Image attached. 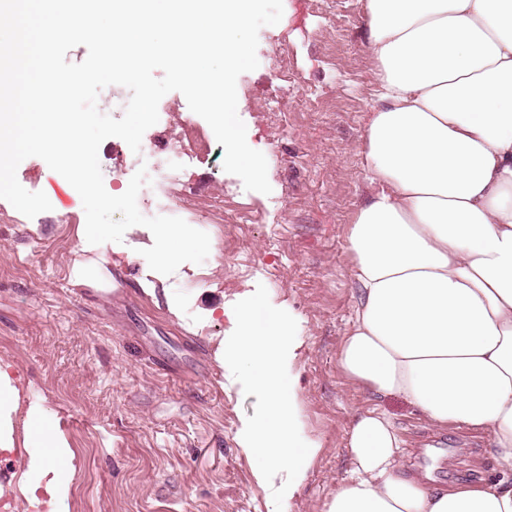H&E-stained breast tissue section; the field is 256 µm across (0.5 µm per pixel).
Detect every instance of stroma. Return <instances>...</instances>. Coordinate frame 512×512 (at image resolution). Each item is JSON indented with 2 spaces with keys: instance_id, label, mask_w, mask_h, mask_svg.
Listing matches in <instances>:
<instances>
[{
  "instance_id": "35a3bbf8",
  "label": "stroma",
  "mask_w": 512,
  "mask_h": 512,
  "mask_svg": "<svg viewBox=\"0 0 512 512\" xmlns=\"http://www.w3.org/2000/svg\"><path fill=\"white\" fill-rule=\"evenodd\" d=\"M257 57L258 68L237 79L238 115L267 160L272 191L245 190L224 171L218 143L187 165L176 203L210 237L203 263L152 271L140 250L153 234L138 225L99 246L112 256L111 288L76 286L79 194L33 219L0 199V359L76 454L68 512H322L352 467L347 433L373 403L402 431L404 474L430 475L437 487L492 474L483 437L434 430L404 400L374 399L337 364L357 296L347 231L367 196L358 148L375 100L365 0H283L281 21L259 31ZM166 99L170 112L139 152L117 137L102 142L110 194L126 191L155 141L179 133L187 101L177 91ZM226 213L246 221L224 225ZM144 280L155 297L141 292ZM260 284L297 322L300 347L287 370L300 435L316 450L279 509L272 489L284 475L258 481L241 444L256 398L216 366L209 342L232 334L234 304Z\"/></svg>"
}]
</instances>
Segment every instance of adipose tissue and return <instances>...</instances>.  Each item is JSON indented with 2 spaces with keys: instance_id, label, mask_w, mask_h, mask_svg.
<instances>
[{
  "instance_id": "obj_1",
  "label": "adipose tissue",
  "mask_w": 512,
  "mask_h": 512,
  "mask_svg": "<svg viewBox=\"0 0 512 512\" xmlns=\"http://www.w3.org/2000/svg\"><path fill=\"white\" fill-rule=\"evenodd\" d=\"M376 103L360 154L370 194L348 227L357 288L338 365L436 427L488 434L498 478L437 488L402 475L401 433L376 406L349 432L352 475L324 512H512V0H366ZM78 225L72 280L109 283ZM0 360V453L64 512L76 472L57 422Z\"/></svg>"
}]
</instances>
